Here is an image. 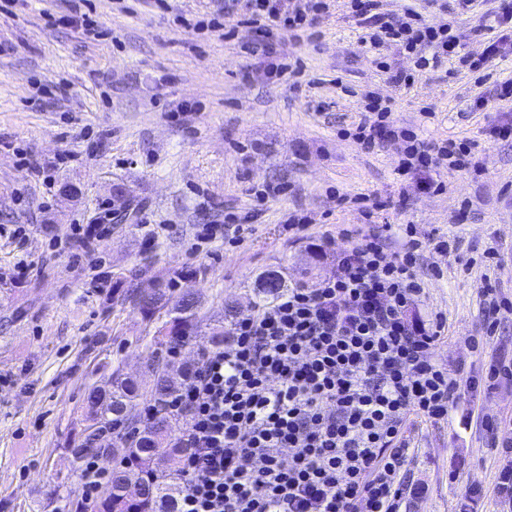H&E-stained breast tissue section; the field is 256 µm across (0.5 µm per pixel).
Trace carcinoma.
Returning <instances> with one entry per match:
<instances>
[{"mask_svg": "<svg viewBox=\"0 0 512 512\" xmlns=\"http://www.w3.org/2000/svg\"><path fill=\"white\" fill-rule=\"evenodd\" d=\"M286 288V274L268 270L255 281L253 303L267 304ZM134 301L144 318L157 321L149 381L103 364L105 374L85 396L79 437L69 449L76 472L89 457L110 453L120 456V461L95 503L57 490L47 503L52 512H175L185 491L174 463L188 452L182 447L181 433L189 414L173 409L172 402L196 361L177 358L194 347L224 349L228 331L224 322L233 318L234 306L226 304L224 317L203 330L198 301L188 290L167 295L159 288H139ZM141 404L151 406L149 416L137 412Z\"/></svg>", "mask_w": 512, "mask_h": 512, "instance_id": "1", "label": "carcinoma"}]
</instances>
